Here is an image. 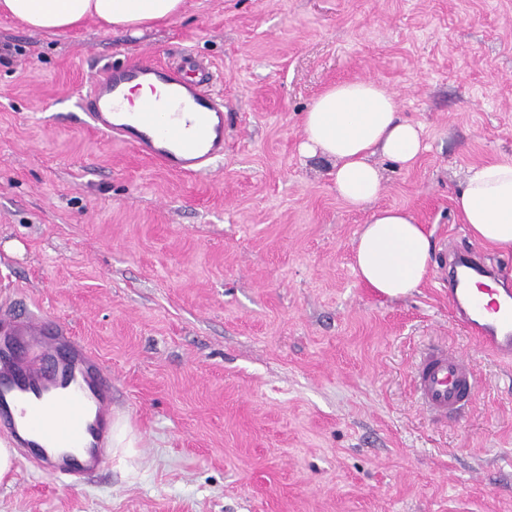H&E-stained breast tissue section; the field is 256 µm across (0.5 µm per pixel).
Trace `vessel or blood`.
<instances>
[{"label":"vessel or blood","instance_id":"1","mask_svg":"<svg viewBox=\"0 0 512 512\" xmlns=\"http://www.w3.org/2000/svg\"><path fill=\"white\" fill-rule=\"evenodd\" d=\"M151 81L164 85L163 97L126 110L128 85ZM209 83L192 75L187 60L124 64L90 79L81 108L101 136L119 139L168 171L199 177L224 156V100ZM469 270L476 286L449 289L448 297L465 302L467 327L486 351L512 359V290L495 300L484 267L473 260ZM488 307L496 313L490 323ZM414 383L425 411L440 423L465 413L477 389L471 362L440 342L425 345ZM109 387L100 362L65 323L30 313L0 317V433L34 454L46 474L72 477L109 465L102 446L112 423Z\"/></svg>","mask_w":512,"mask_h":512}]
</instances>
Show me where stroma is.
Masks as SVG:
<instances>
[{
  "label": "stroma",
  "instance_id": "stroma-1",
  "mask_svg": "<svg viewBox=\"0 0 512 512\" xmlns=\"http://www.w3.org/2000/svg\"><path fill=\"white\" fill-rule=\"evenodd\" d=\"M189 54L224 97V158L169 172L91 131L92 70ZM371 77L419 124L406 168L353 210L303 151L328 86ZM512 155V0H187L137 34L50 37L0 18V308L65 322L112 376L135 455L70 485L18 458L0 512H512V360L481 349L435 275L368 288L354 245L403 207L434 252H512L454 206L471 166ZM447 342L479 387L458 422L418 405L412 369Z\"/></svg>",
  "mask_w": 512,
  "mask_h": 512
}]
</instances>
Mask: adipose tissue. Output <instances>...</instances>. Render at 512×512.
Wrapping results in <instances>:
<instances>
[{
  "label": "adipose tissue",
  "mask_w": 512,
  "mask_h": 512,
  "mask_svg": "<svg viewBox=\"0 0 512 512\" xmlns=\"http://www.w3.org/2000/svg\"><path fill=\"white\" fill-rule=\"evenodd\" d=\"M185 7V0H0V15L56 36L90 20L110 32H139L172 21ZM397 109L381 84L358 78L329 86L303 116V147L334 160L333 184L349 208L383 192L374 155L409 165L422 150L421 126L399 118ZM454 202L474 239L512 252V156L470 167ZM430 252L428 233L409 211L380 208L358 237L356 270L376 293L399 298L422 283Z\"/></svg>",
  "instance_id": "adipose-tissue-1"
}]
</instances>
